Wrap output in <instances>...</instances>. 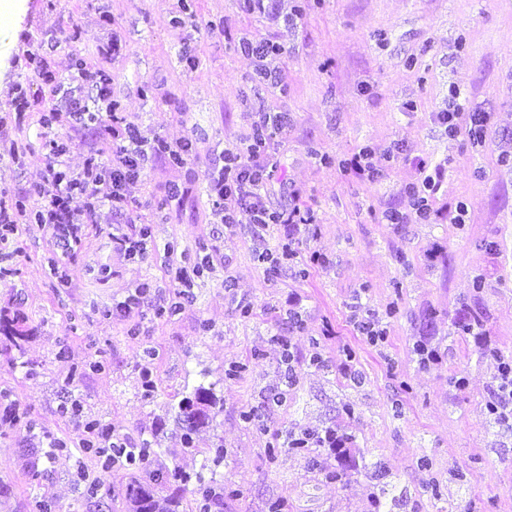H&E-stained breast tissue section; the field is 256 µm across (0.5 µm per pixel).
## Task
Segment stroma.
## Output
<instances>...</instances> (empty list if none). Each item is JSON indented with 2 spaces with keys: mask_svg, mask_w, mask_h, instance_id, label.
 <instances>
[{
  "mask_svg": "<svg viewBox=\"0 0 512 512\" xmlns=\"http://www.w3.org/2000/svg\"><path fill=\"white\" fill-rule=\"evenodd\" d=\"M276 4L272 19L245 0H26L18 25L0 28V199L41 205L46 141L67 145L71 172L89 156L83 129L44 123L38 105L16 111L30 53L78 98L97 90L75 82L76 58L105 70L102 112L144 142L192 143L182 166L149 164L128 187L124 230L150 226L144 253L114 248L105 209L76 252L25 223L0 258V313H23L32 330L19 350L0 334V512H112L135 471L118 462L108 488L84 495L100 459L77 443L95 420L190 474L223 441L224 502L211 512H372L384 484L385 512H512V433L490 435L486 409L490 352L512 356V0ZM266 39L283 49L271 81L242 49ZM455 101L486 113L482 140L434 122ZM262 102L288 122L269 146L268 202L315 217L289 259L269 226L274 264L258 261L250 225L220 223L209 205L211 169L243 146ZM364 147L380 171L371 181L348 167ZM419 159L443 170L436 215L388 223ZM144 283L149 299L114 311ZM159 299L175 314L155 316ZM357 299L385 341L357 334ZM473 316L483 339L457 329ZM200 386L219 403L185 454L174 417ZM336 426L351 437L344 456L322 448L312 465L283 446L288 431ZM54 439L69 450L48 455ZM326 465L350 482L327 479Z\"/></svg>",
  "mask_w": 512,
  "mask_h": 512,
  "instance_id": "1",
  "label": "stroma"
}]
</instances>
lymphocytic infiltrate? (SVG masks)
<instances>
[{
    "instance_id": "f902f5d3",
    "label": "lymphocytic infiltrate",
    "mask_w": 512,
    "mask_h": 512,
    "mask_svg": "<svg viewBox=\"0 0 512 512\" xmlns=\"http://www.w3.org/2000/svg\"><path fill=\"white\" fill-rule=\"evenodd\" d=\"M285 129L283 113L264 111L255 123L252 142L246 149L225 150L220 167L211 173V198L213 213L224 224H251L265 228L269 224L283 227L287 240L296 239L301 227L312 224L310 210L292 206L276 213L266 202V185L275 170L268 152L269 142ZM113 162L110 167L87 164L76 174L64 172L66 145L49 141L46 145L49 176L40 185L38 194L44 205L33 211L11 208L0 204V248L9 246L18 233L20 219L33 216L36 223L52 228L54 236L63 245L81 244V224L97 223L103 208H111L113 215L123 216L128 206L127 188L143 175L148 160L181 161L190 148L183 142L173 146L160 141L151 149H144L143 142L120 123L112 125ZM417 181L404 187V194L412 206L411 211L392 208L387 212L390 223L406 224L410 219L429 220L431 211L424 197L434 190L439 174L427 171L425 162H418ZM84 199L81 212H73L70 202L73 195ZM496 386L492 389L487 409L495 428L512 427V359H498Z\"/></svg>"
}]
</instances>
